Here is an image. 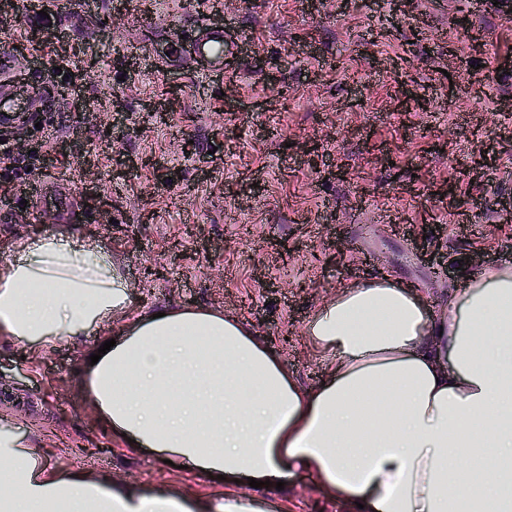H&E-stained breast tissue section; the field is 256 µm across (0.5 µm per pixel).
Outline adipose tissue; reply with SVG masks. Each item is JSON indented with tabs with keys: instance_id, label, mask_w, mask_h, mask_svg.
Instances as JSON below:
<instances>
[{
	"instance_id": "adipose-tissue-1",
	"label": "adipose tissue",
	"mask_w": 512,
	"mask_h": 512,
	"mask_svg": "<svg viewBox=\"0 0 512 512\" xmlns=\"http://www.w3.org/2000/svg\"><path fill=\"white\" fill-rule=\"evenodd\" d=\"M110 252L68 228L0 262V335L42 348L128 308ZM335 362L306 391L238 318L206 309L138 317L84 365L115 435L264 498L144 489L84 470L46 472L0 435V512H277L276 482L314 476L362 512H512V266L469 277L428 316L412 285H346L312 318Z\"/></svg>"
}]
</instances>
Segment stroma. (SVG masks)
I'll return each instance as SVG.
<instances>
[{
    "mask_svg": "<svg viewBox=\"0 0 512 512\" xmlns=\"http://www.w3.org/2000/svg\"><path fill=\"white\" fill-rule=\"evenodd\" d=\"M218 25L235 44L233 74L169 60L173 40ZM418 27L422 48L399 75L393 58ZM472 35L482 52L457 57ZM65 39L82 45L79 66L63 56ZM1 44L30 48L33 68L70 86L88 118L74 127L65 98L40 126L0 129L12 154L0 163V260L68 227L111 252L129 318L223 311L312 388L331 359L308 325L338 288L386 274L416 286L433 316L464 278L512 265V0H412L405 14L388 0H234L220 19L198 0H156L145 15L136 0H53L44 16L29 0H0ZM156 105L170 124L156 125ZM32 181L63 183L69 216L26 201ZM122 326L50 349L0 337V429L40 449L50 471L223 490L128 448L99 418L83 356ZM281 506L344 512L306 473Z\"/></svg>",
    "mask_w": 512,
    "mask_h": 512,
    "instance_id": "35a3bbf8",
    "label": "stroma"
}]
</instances>
